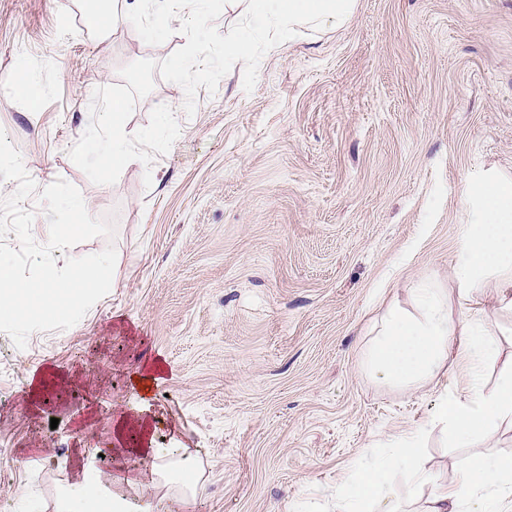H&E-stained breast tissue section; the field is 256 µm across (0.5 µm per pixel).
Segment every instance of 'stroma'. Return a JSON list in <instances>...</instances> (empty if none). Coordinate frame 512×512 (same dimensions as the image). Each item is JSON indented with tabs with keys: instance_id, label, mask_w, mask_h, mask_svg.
Returning a JSON list of instances; mask_svg holds the SVG:
<instances>
[{
	"instance_id": "obj_1",
	"label": "stroma",
	"mask_w": 512,
	"mask_h": 512,
	"mask_svg": "<svg viewBox=\"0 0 512 512\" xmlns=\"http://www.w3.org/2000/svg\"><path fill=\"white\" fill-rule=\"evenodd\" d=\"M171 26L157 46L128 22L103 44L78 0H0V129L38 187L65 180L113 218V237L70 254L117 251L85 321L22 350L0 332V500L51 495L85 447L139 477L144 458L111 449L125 414L150 420L157 448L199 449L195 512H336L325 488L404 431H422L419 463L448 486L473 455L512 456V423L475 447L433 423L440 393L464 386L454 364L412 388L362 365L374 322L424 277L453 320L496 332L484 383L512 358L495 288L463 303L452 274L471 189L512 178V0H356L344 23L268 51L252 93L237 68L199 89L191 116L155 78L127 127L169 104L178 139L94 184L69 157L93 92L185 45ZM21 70L39 77L37 111L9 91ZM155 355L168 373L144 405L130 377Z\"/></svg>"
}]
</instances>
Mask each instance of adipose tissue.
<instances>
[{"mask_svg": "<svg viewBox=\"0 0 512 512\" xmlns=\"http://www.w3.org/2000/svg\"><path fill=\"white\" fill-rule=\"evenodd\" d=\"M469 220L463 226L453 277L458 297L468 301L488 274H496L501 309L512 312V179L490 176L471 193ZM496 337L481 321L457 322L448 315V293L421 286L415 309L390 302L375 336L364 353L371 374L391 383L434 379L448 359H456L468 374L463 391L440 397L434 419L448 428L460 444L479 445L512 417V360L504 362L495 385H484L481 368L495 355ZM148 420L122 416L118 440H131L137 452L149 456L144 482L127 492L120 478L93 463L79 466L73 477L57 481L51 498L29 505L27 512H167L166 502L180 512H192L203 487L204 472L196 451L153 447ZM420 435L404 432L394 439L392 452L374 459L356 482L327 490L340 512H401L384 476L401 469L417 486L428 488L424 512H503L512 498V458L482 454L460 470L454 488L442 486L436 474L418 468Z\"/></svg>", "mask_w": 512, "mask_h": 512, "instance_id": "1", "label": "adipose tissue"}]
</instances>
